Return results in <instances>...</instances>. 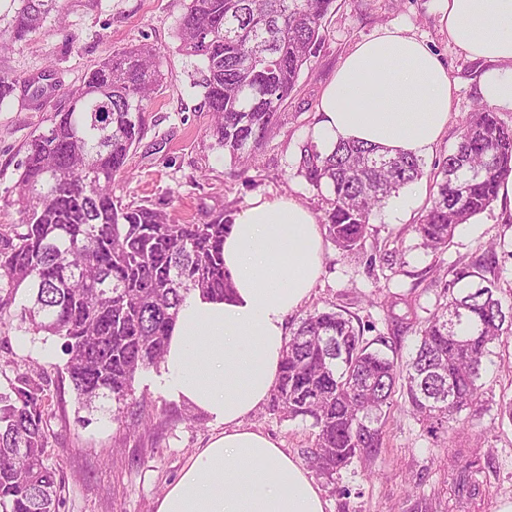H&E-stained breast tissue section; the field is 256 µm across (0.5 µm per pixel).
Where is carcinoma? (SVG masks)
Here are the masks:
<instances>
[{
    "mask_svg": "<svg viewBox=\"0 0 512 512\" xmlns=\"http://www.w3.org/2000/svg\"><path fill=\"white\" fill-rule=\"evenodd\" d=\"M58 0H20L0 50L40 30ZM175 51L202 64L206 130L235 159L256 150L285 118L282 108L302 70L325 41L334 0H183ZM47 70L24 80L31 98L47 93ZM160 51L140 41L113 51L70 93L71 104L25 146L7 204L21 223L0 225V315L19 289L27 294L19 327L62 340L64 364L78 401L127 404L142 370L159 366L180 306L198 291L224 298V212L178 224L163 211L124 205L112 185L127 173L147 102L162 86ZM301 170L334 196L322 223L344 254L363 248L370 215L421 179L422 159L391 157L381 146L346 141L329 151L309 146ZM512 175V127L481 106L470 113L448 153L413 231L421 246L446 250L457 227L484 211ZM492 241L479 261L443 285L446 300L423 321L412 318L415 352L401 364L369 340L365 328L335 310H315L289 338L272 408L316 429L311 467L328 478L361 450L382 444L387 412L401 394L412 414L436 434L461 412L482 409V376L491 346L512 334V305L503 306ZM45 371H16L0 386V512H60L55 470L47 464ZM456 478L448 494L474 500L482 473L479 447L448 454Z\"/></svg>",
    "mask_w": 512,
    "mask_h": 512,
    "instance_id": "carcinoma-1",
    "label": "carcinoma"
}]
</instances>
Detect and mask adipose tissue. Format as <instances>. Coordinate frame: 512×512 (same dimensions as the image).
<instances>
[{
  "label": "adipose tissue",
  "mask_w": 512,
  "mask_h": 512,
  "mask_svg": "<svg viewBox=\"0 0 512 512\" xmlns=\"http://www.w3.org/2000/svg\"><path fill=\"white\" fill-rule=\"evenodd\" d=\"M451 41L487 68L479 93L512 111V0H436ZM454 87L433 50L401 26L357 43L326 85L313 138L324 148L364 141L431 154L448 125ZM223 300L186 296L159 367L163 391L224 429L198 449L156 512H326L309 470L246 420L269 400L287 343L286 320L320 275L316 216L291 196L253 198L231 215Z\"/></svg>",
  "instance_id": "adipose-tissue-1"
}]
</instances>
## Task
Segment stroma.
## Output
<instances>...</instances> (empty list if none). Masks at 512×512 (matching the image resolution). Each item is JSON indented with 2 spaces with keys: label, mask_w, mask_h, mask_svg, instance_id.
I'll return each instance as SVG.
<instances>
[{
  "label": "stroma",
  "mask_w": 512,
  "mask_h": 512,
  "mask_svg": "<svg viewBox=\"0 0 512 512\" xmlns=\"http://www.w3.org/2000/svg\"><path fill=\"white\" fill-rule=\"evenodd\" d=\"M182 12L183 0H59L42 29L20 47L0 52V73L25 80L49 70L59 86L39 103L20 89L0 103V197L16 181L26 142L46 130L55 113L67 110L69 92L115 49L147 41L164 54L166 81L129 157L130 175L113 187L117 197L164 210L181 223H199L218 211L232 214L257 195L292 196L324 216L329 193L298 171L302 150L313 143L322 92L356 43L384 26L406 27L448 68L455 86L448 127L423 159L424 178L406 188L414 197L409 211L396 213L392 199L375 208L360 254L343 255L324 241L321 275L304 307L289 315L287 327L295 329L313 310L336 307L369 326L370 337H386L399 360H408L416 338L399 323L408 312L423 319L434 311L439 271L479 260L492 240L512 243V207L498 199L460 225L441 255L424 250L411 229L429 197L430 174L456 146L470 112L482 104L478 78L484 63L449 40L435 0H335L325 20L324 44L301 73L283 124L263 143L255 166L246 168L205 135L211 116L193 85L195 64L175 51ZM64 363L57 340L20 331L13 321L0 326V365L6 374L38 364L49 378L48 462L63 480L61 512H155L157 498L222 424L155 389L152 368L133 382L134 393L147 396L144 406L129 404L117 414L88 411L78 404ZM482 381V414L435 436L396 401L381 448L354 458L334 479L318 478L327 512H503L512 504V423L501 419L499 406L512 400V340L496 348ZM247 424L302 463L315 443L308 422L288 419L268 404ZM478 432L488 459L480 494L471 504L457 505L448 498L455 476L448 449L473 445Z\"/></svg>",
  "instance_id": "stroma-1"
}]
</instances>
